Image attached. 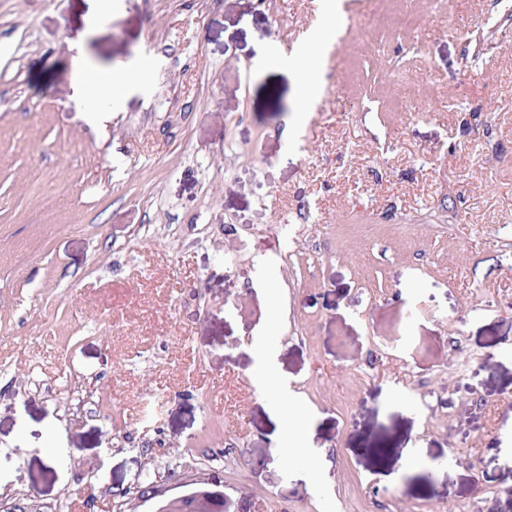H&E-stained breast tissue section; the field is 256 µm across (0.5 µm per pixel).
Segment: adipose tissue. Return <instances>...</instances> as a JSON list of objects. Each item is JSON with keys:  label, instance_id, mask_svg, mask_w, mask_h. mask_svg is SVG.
<instances>
[{"label": "adipose tissue", "instance_id": "ef3b65f1", "mask_svg": "<svg viewBox=\"0 0 512 512\" xmlns=\"http://www.w3.org/2000/svg\"><path fill=\"white\" fill-rule=\"evenodd\" d=\"M336 35L337 30L333 27L313 31L304 42L289 52L276 43L263 46L261 53L267 65L291 74L301 104H309L316 98L322 63ZM151 77L152 71L145 65L134 68H94L78 61L72 69L75 88L87 100L112 101L119 98L129 86L146 83ZM276 348L277 342L271 338L260 340L251 347L254 359L265 372L264 377L256 381L257 392L280 411L276 435L282 446V456L304 460L306 466L301 476L309 480L319 474L321 466L308 447L306 410L288 381L282 379L272 386L266 380L267 374L275 370Z\"/></svg>", "mask_w": 512, "mask_h": 512}]
</instances>
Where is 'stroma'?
<instances>
[{
	"label": "stroma",
	"mask_w": 512,
	"mask_h": 512,
	"mask_svg": "<svg viewBox=\"0 0 512 512\" xmlns=\"http://www.w3.org/2000/svg\"><path fill=\"white\" fill-rule=\"evenodd\" d=\"M343 9L300 122L259 48L320 0H0V495L113 512L184 462L227 512H512V0ZM79 54L153 78L101 109ZM276 348L277 342L273 338H265L252 345V355L264 370V374L256 380L255 385L259 396L280 411L275 435L283 447L280 448L282 456L304 460L307 467L301 470V476L305 480H311L319 474L321 466L313 458L308 447L306 410L288 381L280 379L276 385L270 386L266 380V376L275 371Z\"/></svg>",
	"instance_id": "stroma-1"
}]
</instances>
